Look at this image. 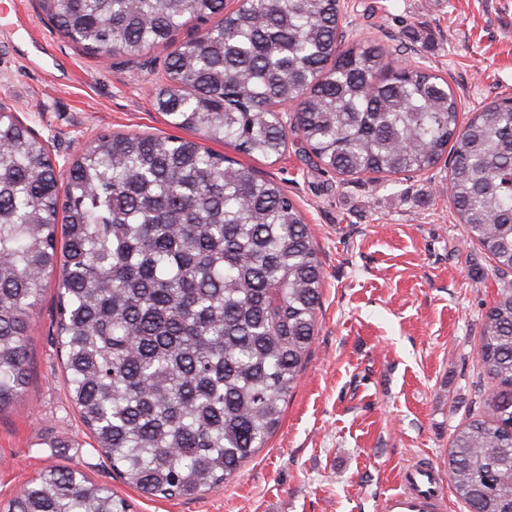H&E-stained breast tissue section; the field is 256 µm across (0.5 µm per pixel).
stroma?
I'll list each match as a JSON object with an SVG mask.
<instances>
[{
    "instance_id": "obj_1",
    "label": "stroma",
    "mask_w": 512,
    "mask_h": 512,
    "mask_svg": "<svg viewBox=\"0 0 512 512\" xmlns=\"http://www.w3.org/2000/svg\"><path fill=\"white\" fill-rule=\"evenodd\" d=\"M33 32L0 16V102L65 166L97 134L177 135L154 106L162 52L120 60L64 39L39 0H18ZM347 43L404 44L465 109L512 97V0H344ZM214 151L282 184L304 212L323 271L317 335L281 425L227 484L190 498L142 494L90 445L63 380L48 281L30 316L29 384L0 410V501L48 466L79 467L135 512H382L401 471L448 475L454 429L485 414L482 320L512 271L498 273L441 188L449 170L350 183L289 142L280 160Z\"/></svg>"
}]
</instances>
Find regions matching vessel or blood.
Masks as SVG:
<instances>
[{"label":"vessel or blood","mask_w":512,"mask_h":512,"mask_svg":"<svg viewBox=\"0 0 512 512\" xmlns=\"http://www.w3.org/2000/svg\"><path fill=\"white\" fill-rule=\"evenodd\" d=\"M444 488L434 467L414 465L405 469L400 485L386 495L384 512H445Z\"/></svg>","instance_id":"1"}]
</instances>
